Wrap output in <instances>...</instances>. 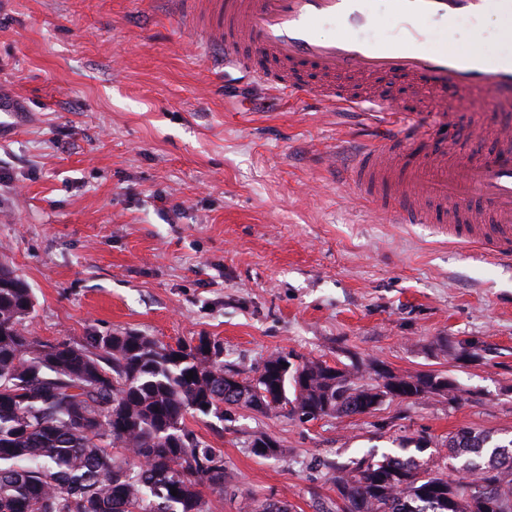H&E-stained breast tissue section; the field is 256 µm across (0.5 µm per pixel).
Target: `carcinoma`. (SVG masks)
I'll list each match as a JSON object with an SVG mask.
<instances>
[{"instance_id":"obj_1","label":"carcinoma","mask_w":512,"mask_h":512,"mask_svg":"<svg viewBox=\"0 0 512 512\" xmlns=\"http://www.w3.org/2000/svg\"><path fill=\"white\" fill-rule=\"evenodd\" d=\"M35 298L0 265V512H207L202 489L224 491L223 456L185 424L191 416L244 407L264 414L369 413L373 391L392 374L298 359V382L280 371L290 355H267L259 379L239 372L222 350L197 357L191 344H161L135 331L63 339L50 349L25 331ZM193 375L188 380L186 376ZM436 372L400 376L401 401L435 394ZM455 473L413 456L353 458L331 468L336 500L319 512H478L481 489L512 512V439L484 430L448 434ZM177 495H172V490Z\"/></svg>"}]
</instances>
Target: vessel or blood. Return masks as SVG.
Masks as SVG:
<instances>
[{"mask_svg": "<svg viewBox=\"0 0 512 512\" xmlns=\"http://www.w3.org/2000/svg\"><path fill=\"white\" fill-rule=\"evenodd\" d=\"M179 16L201 33L215 68L246 72L261 88L308 97L383 118L410 115L403 128L375 136L353 152L348 181L403 224H430L449 244L512 264V57H486L478 45L433 50L452 41L462 14L512 15V0H382L385 41L362 38L376 16L363 0H174ZM333 18L341 35L319 38ZM398 77L419 103L395 101L375 82ZM489 95L496 121L469 111ZM489 135L495 150L476 155L449 148V138Z\"/></svg>", "mask_w": 512, "mask_h": 512, "instance_id": "obj_1", "label": "vessel or blood"}]
</instances>
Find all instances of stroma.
Here are the masks:
<instances>
[{
	"label": "stroma",
	"instance_id": "stroma-1",
	"mask_svg": "<svg viewBox=\"0 0 512 512\" xmlns=\"http://www.w3.org/2000/svg\"><path fill=\"white\" fill-rule=\"evenodd\" d=\"M498 26L460 17L454 46L512 55ZM198 41L158 0H0V263L35 296L30 335L205 336L244 379L280 351L442 372L464 392L308 422L187 417L229 475L210 512H318L329 465L423 444L441 466L449 433L512 437V266L353 194L335 161L374 113L224 86ZM260 434L279 458L250 453Z\"/></svg>",
	"mask_w": 512,
	"mask_h": 512
}]
</instances>
